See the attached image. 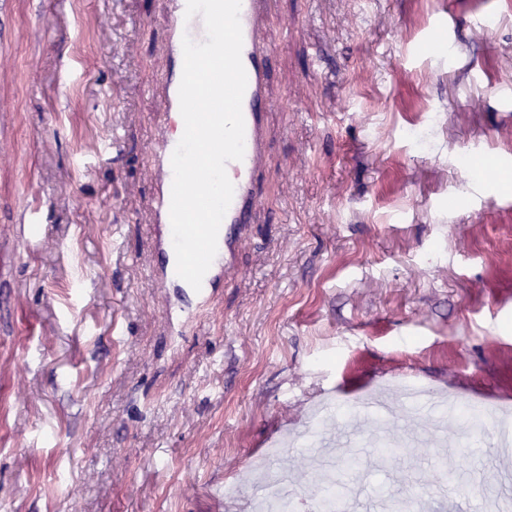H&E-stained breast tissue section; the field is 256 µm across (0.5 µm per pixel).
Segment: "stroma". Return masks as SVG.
<instances>
[{"label":"stroma","instance_id":"1","mask_svg":"<svg viewBox=\"0 0 512 512\" xmlns=\"http://www.w3.org/2000/svg\"><path fill=\"white\" fill-rule=\"evenodd\" d=\"M163 10L0 0V512H253L271 442L373 383L512 410V189L466 164L512 174V0H273L264 206L202 308L158 275ZM474 438L335 476L503 512Z\"/></svg>","mask_w":512,"mask_h":512}]
</instances>
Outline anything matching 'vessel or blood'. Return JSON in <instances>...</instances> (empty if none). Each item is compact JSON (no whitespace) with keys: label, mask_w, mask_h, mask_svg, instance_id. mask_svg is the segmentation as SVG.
<instances>
[{"label":"vessel or blood","mask_w":512,"mask_h":512,"mask_svg":"<svg viewBox=\"0 0 512 512\" xmlns=\"http://www.w3.org/2000/svg\"><path fill=\"white\" fill-rule=\"evenodd\" d=\"M270 0H241L240 23L243 34L241 52L242 63L247 76V86L242 100V114L245 125V152L242 160L228 162L227 172L231 173L234 185L232 202L221 223L217 244L220 256L214 258L204 276L205 281H213L219 275H228L235 270V256L240 244L247 235L249 224L253 223L263 206L257 191L262 180V163L266 152L265 119L271 100L267 88V71L272 54L270 34L266 19ZM186 0H165L164 25L169 33L167 65L169 74L162 84L160 110L167 126L153 149L154 166L165 183L153 200V212L160 226L157 246L166 257V268L175 271L176 257L170 225L171 181L173 170L171 157L178 145L170 129L180 118L179 86L183 71V38L200 42L206 37L201 16L186 18ZM362 414L385 422L389 412L377 395L370 390H362L355 399Z\"/></svg>","instance_id":"b4317fda"}]
</instances>
